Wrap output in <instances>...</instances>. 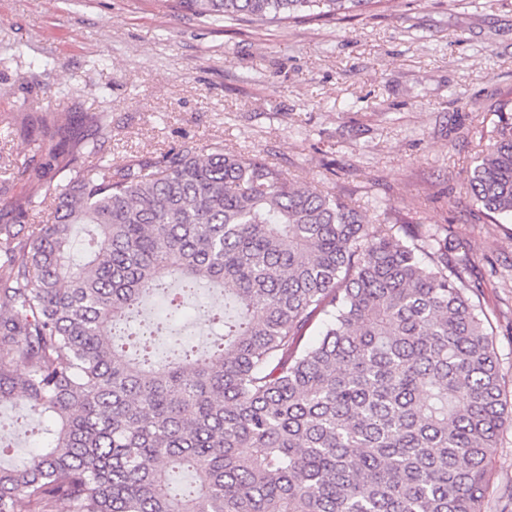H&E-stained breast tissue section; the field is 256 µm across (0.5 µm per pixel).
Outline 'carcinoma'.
<instances>
[{
  "label": "carcinoma",
  "instance_id": "obj_1",
  "mask_svg": "<svg viewBox=\"0 0 512 512\" xmlns=\"http://www.w3.org/2000/svg\"><path fill=\"white\" fill-rule=\"evenodd\" d=\"M379 2L170 8L289 23ZM508 107L463 183L492 219H512ZM31 122L65 185L12 202L49 207L28 234L0 224V406L49 440L0 464V512H482L512 406L448 242L407 225L403 245L222 142L117 165L107 112ZM190 299L218 330L203 346L176 326Z\"/></svg>",
  "mask_w": 512,
  "mask_h": 512
}]
</instances>
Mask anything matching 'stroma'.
<instances>
[{
    "instance_id": "stroma-1",
    "label": "stroma",
    "mask_w": 512,
    "mask_h": 512,
    "mask_svg": "<svg viewBox=\"0 0 512 512\" xmlns=\"http://www.w3.org/2000/svg\"><path fill=\"white\" fill-rule=\"evenodd\" d=\"M21 61H13L15 51ZM107 99L113 164L183 140L276 164L375 220L447 239L493 322L512 403V223L461 184L512 102V0H389L291 24L177 16L163 0H0V201L31 184L19 121ZM484 512H512V427L489 464Z\"/></svg>"
}]
</instances>
